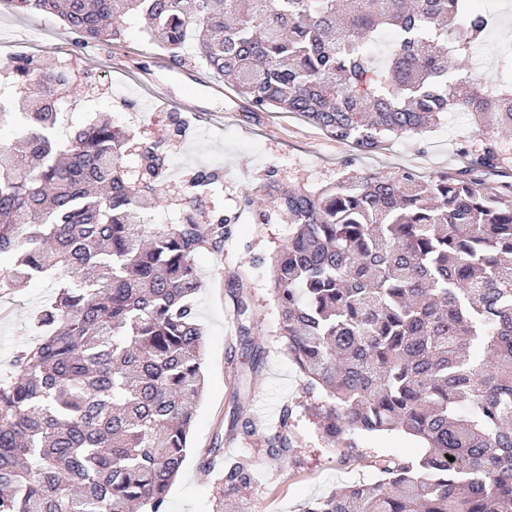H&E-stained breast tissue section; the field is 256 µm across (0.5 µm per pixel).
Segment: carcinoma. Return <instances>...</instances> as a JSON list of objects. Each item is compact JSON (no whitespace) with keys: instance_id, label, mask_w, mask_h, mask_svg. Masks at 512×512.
I'll use <instances>...</instances> for the list:
<instances>
[{"instance_id":"obj_1","label":"carcinoma","mask_w":512,"mask_h":512,"mask_svg":"<svg viewBox=\"0 0 512 512\" xmlns=\"http://www.w3.org/2000/svg\"><path fill=\"white\" fill-rule=\"evenodd\" d=\"M6 2L58 14L85 44L141 16L172 61L190 48L253 111L296 114L362 153L447 112L474 117L455 174L260 191L296 225L273 281L288 351L326 395L318 430L331 444L399 431L424 448L371 460L383 479L303 512H512V191L473 176L512 167V82L459 75L490 16L473 0ZM16 71L34 106L19 149L0 146V255L14 257L0 289L43 278L54 293L0 374V512H166L204 389L197 257L224 252L233 221L202 210L220 176L189 178L177 223H145L142 199L168 182L161 144L129 145L104 114L56 145L73 74L31 59ZM266 451L289 456L288 429ZM251 484L249 458L224 466V487Z\"/></svg>"}]
</instances>
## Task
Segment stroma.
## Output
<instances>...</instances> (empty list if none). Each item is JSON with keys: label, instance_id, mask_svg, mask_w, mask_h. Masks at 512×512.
Masks as SVG:
<instances>
[{"label": "stroma", "instance_id": "35a3bbf8", "mask_svg": "<svg viewBox=\"0 0 512 512\" xmlns=\"http://www.w3.org/2000/svg\"><path fill=\"white\" fill-rule=\"evenodd\" d=\"M493 17L497 32L485 41V65L468 63L471 80L512 75L497 55L502 41L512 42V0H478ZM30 57L40 64L72 70L75 89L61 107L56 131L66 141L73 127L99 112L133 140L161 141L169 166V187L152 201L149 223L176 221L184 182L197 171H217L222 180L206 198L210 212L237 214L223 253L198 260L203 286L195 297L206 331L203 354L205 391L197 406L183 469L167 499V512H302L313 498L324 497L380 475L368 465L375 456L408 461L419 445L395 432L357 436L356 459L344 462L337 446L317 430L312 407L324 400L308 387L281 335L280 308L272 286L273 259L295 231L270 201L241 204L242 191L267 178L322 187L353 175L420 176L455 173L464 166L462 148L476 136L471 118L451 112L426 133L393 138L373 154L324 134L302 117L286 112H247L232 90L216 96L208 84L215 76L195 55L174 63L151 43L140 23L129 22L123 42L80 43L57 15L27 16L0 7V85L9 98L0 103L8 117L0 122V143L20 135L25 100L18 91L13 59ZM163 85L171 96L162 102L146 83ZM223 111L216 120L215 111ZM53 294L50 282L33 280L0 290V369L33 340V318ZM249 308L240 320L238 304ZM253 434L242 438L243 420ZM287 429L294 446L290 458L266 452L268 439ZM245 454L253 462V485L235 495L224 492V462Z\"/></svg>", "mask_w": 512, "mask_h": 512}]
</instances>
